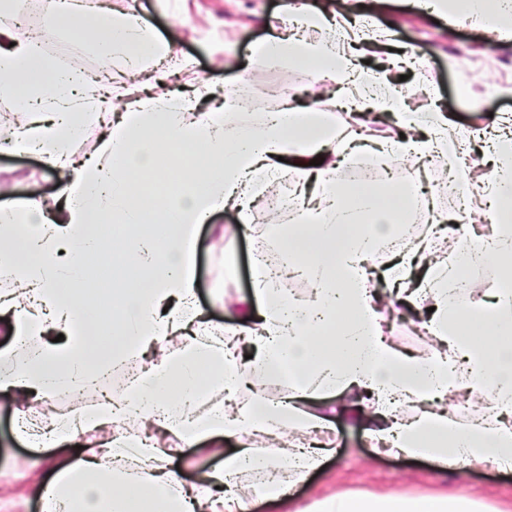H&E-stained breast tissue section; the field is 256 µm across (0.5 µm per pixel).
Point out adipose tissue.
I'll return each mask as SVG.
<instances>
[{
	"label": "adipose tissue",
	"mask_w": 512,
	"mask_h": 512,
	"mask_svg": "<svg viewBox=\"0 0 512 512\" xmlns=\"http://www.w3.org/2000/svg\"><path fill=\"white\" fill-rule=\"evenodd\" d=\"M428 9L512 38V0H429ZM292 34L266 40L254 63L321 74L332 82L361 85L352 115L335 126L331 113L289 102L240 121L242 99L223 89L206 112L195 101L215 93L209 82L192 97L145 96L113 108L112 91L90 84L80 72L52 67L40 43L15 42L0 22V97L27 114L25 124L0 126V150L34 152L54 170L61 210L49 215L41 198L0 207V275L17 287L0 295L11 348L0 351V391L16 403L17 431L33 448H52L78 435L111 429L108 443L89 449L61 468L41 492V512H241L239 478L278 462L296 477L318 469L333 453L328 440L304 446L284 442L285 426L323 429L321 402L351 398L373 453L428 457L441 468L464 471L471 462L512 464V140L492 146V167L479 192L487 202L488 236H463L441 263L411 276L414 255L399 252L378 290L369 265L379 243L396 239L418 188L417 165L447 158L461 198L472 189L469 137L448 136V115L438 107L402 109L387 73L368 78L342 43L390 40L373 32L361 15L316 10L291 0L284 18ZM47 36H94L97 53L122 58L131 69L171 49L137 18L83 0H59L43 16ZM318 39L306 38L309 30ZM390 115L398 136L367 154L393 162L392 178L352 188L334 178L335 159L357 152L363 114ZM106 120L100 145L89 158L73 142L86 125ZM182 170L179 190L147 203L138 186L163 179L166 162ZM293 178L310 200L294 223L274 225L284 263L311 287L308 298L277 287V271L259 267L253 300L243 301L238 329L227 332L205 316L195 295L197 226L221 209L252 222L249 194L257 184ZM150 224L142 232V224ZM127 241L110 251L107 234ZM111 257L114 270L134 276L111 310L105 294H86L80 266L58 260L63 248ZM494 263L499 278L489 305L461 295L464 266ZM423 314L439 344L428 356L402 352L384 336L387 306ZM112 315L111 331L101 317ZM60 332L63 342L50 341ZM172 337L182 340L165 350ZM142 361L122 397L53 419L52 431L31 419L36 406L62 388L89 389L113 368ZM287 376L285 398L265 396V380ZM255 391L238 401L241 388ZM482 394L491 412L477 424H459L446 403ZM240 449L223 455V440ZM212 446L217 461L199 484L184 486L170 469L174 449ZM316 512H479L476 502L434 494L422 499L387 495L374 500L329 497Z\"/></svg>",
	"instance_id": "obj_1"
}]
</instances>
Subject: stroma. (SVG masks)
I'll return each mask as SVG.
<instances>
[{"mask_svg": "<svg viewBox=\"0 0 512 512\" xmlns=\"http://www.w3.org/2000/svg\"><path fill=\"white\" fill-rule=\"evenodd\" d=\"M289 0H104V6L133 15L169 43L174 52L190 60L187 68L162 60L157 66L128 78L113 67L112 84L124 99L145 95L190 93L201 80L216 88L240 87L252 102L243 121L257 119L276 109V91L287 86L293 104L317 106L335 112L331 97L336 86L311 83L299 71L253 64L256 47L282 31L279 21ZM359 9L379 28L391 31L393 50L408 52L411 60L401 67L400 82L406 110L420 112L438 105L448 114L451 127L473 131L475 146L512 137V39L500 40L467 24L451 25L436 20L434 13L412 10L407 0H359ZM91 34L74 38L63 35L44 44L45 55L56 65L92 71L97 56L91 50ZM252 81L240 86L242 74ZM337 121L344 113L335 112ZM450 169L427 159L420 165L419 184L426 205L451 214L456 197L441 198L448 187ZM58 185L53 171L31 153L0 151V204L7 206L37 193L53 199ZM250 228L229 235L236 224L235 212L214 213L200 225L196 247V296L208 307L211 319L227 327L237 326L235 301L252 294L253 257L256 250L276 252L267 209L261 198L252 203ZM226 293V304H210L212 289ZM412 314H395L385 334L396 349L428 355L434 348L424 335L414 334ZM15 405L9 394L0 393V512H40V494L52 477V468L70 463L78 453L70 442L49 449L48 461L34 465L36 452L21 443L15 432ZM327 427L335 440V453L306 478L293 482L286 497L275 501L251 499L249 512H302L331 495L364 497L405 494L421 496L445 493L476 501L481 512H512V469L499 470L476 463L466 475L441 472L423 459L377 456L371 453L361 422L353 413L328 415Z\"/></svg>", "mask_w": 512, "mask_h": 512, "instance_id": "35a3bbf8", "label": "stroma"}]
</instances>
